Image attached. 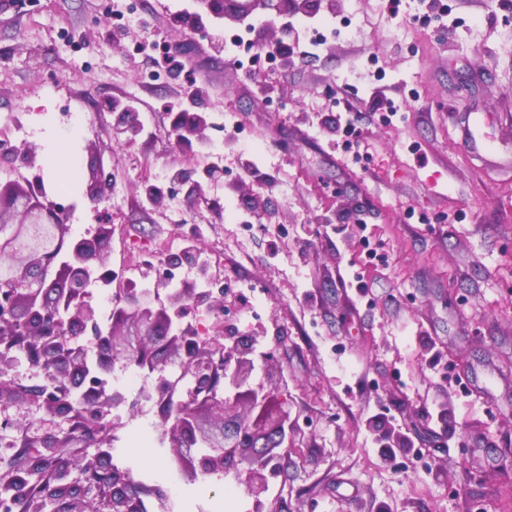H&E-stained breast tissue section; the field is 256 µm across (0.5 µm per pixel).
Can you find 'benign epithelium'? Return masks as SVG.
Returning a JSON list of instances; mask_svg holds the SVG:
<instances>
[{
	"mask_svg": "<svg viewBox=\"0 0 512 512\" xmlns=\"http://www.w3.org/2000/svg\"><path fill=\"white\" fill-rule=\"evenodd\" d=\"M206 10L235 23L244 14H257L268 8L271 0H200ZM109 181L103 172L91 173L87 195L98 201L108 189ZM0 223L15 224L25 229L27 224H55L59 238L67 239L68 231L62 224L57 205L46 196L31 189L28 181L21 179L0 184ZM112 233L109 219L100 220L89 238L80 240L66 261L60 264L57 277L47 278L48 268L53 264L42 253H28L16 259L12 265L14 287L0 293L4 305L0 307V335L9 336L21 332L32 339L48 341L45 327L54 328L70 336L81 334L86 328L100 336L95 314L82 304L85 290L91 283L107 273L105 260L98 246L101 235ZM193 298V289L181 288L167 297V304L141 295L128 310L116 311L112 326L107 331L112 345V360L129 355L132 339L120 330L134 323L144 335L156 337L167 327L166 307L186 308ZM164 335V334H162ZM164 351L185 361V373L194 378L197 399L192 406L184 409L170 406L163 413L164 423L169 430L174 446L190 447L200 438H207L208 451L197 459V467L203 473L223 471L241 463L248 467L238 470L240 483L244 484L253 499L255 512H266V479L263 470L278 456L285 428L288 426V412L275 401L271 389L252 381L253 364L249 346L239 344L230 350L213 340L200 343L196 340L193 326L189 325L171 334L164 335ZM58 366L54 378L70 377L75 373L84 374L90 370L88 354L82 347L63 346L54 349ZM231 358V369L238 392L232 397L219 399L212 390L215 365ZM28 400L43 403L54 416H63L57 397L49 392L47 385H33L24 389ZM117 394L103 390L96 394L93 403L83 408V414L106 415L107 409L121 403ZM209 406L218 410L223 420L221 437L217 438L204 430L196 421V409ZM60 482L66 488L68 500L78 503L86 500V486L70 478L66 467L56 468ZM104 495L110 512H143L144 505L139 487L128 481L120 472H112V482L106 486Z\"/></svg>",
	"mask_w": 512,
	"mask_h": 512,
	"instance_id": "obj_1",
	"label": "benign epithelium"
}]
</instances>
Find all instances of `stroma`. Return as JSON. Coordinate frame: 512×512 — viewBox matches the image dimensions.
I'll list each match as a JSON object with an SVG mask.
<instances>
[{"mask_svg": "<svg viewBox=\"0 0 512 512\" xmlns=\"http://www.w3.org/2000/svg\"><path fill=\"white\" fill-rule=\"evenodd\" d=\"M446 3L427 21L419 0L395 16L384 0H316L292 28L254 33L260 47L301 48L254 72L225 53L228 23L198 0H19L0 13V137L18 150L0 183L20 174L52 190L44 152L64 142L71 237L110 212L113 237L152 245L142 266L186 255L190 285L197 255L223 250L200 314L223 284L252 288L255 317L227 309L223 331L263 349L253 380L295 421L268 477L270 512H512V182L467 157L455 119L512 113V0ZM183 8L205 28L177 22ZM314 18L352 28L314 48ZM155 42L196 72L206 128L191 142L172 136L189 88L176 72L153 77L143 47ZM379 96L395 102L392 120ZM116 99L135 102L148 134L116 133ZM342 119L361 131L348 153ZM98 168L110 186L94 202ZM122 397L107 436L86 441L70 436L79 416L1 400L14 426L0 429V478L32 437L67 436L58 464L107 452L146 512H251L247 495L225 505L235 470L188 481L158 402Z\"/></svg>", "mask_w": 512, "mask_h": 512, "instance_id": "obj_1", "label": "stroma"}]
</instances>
